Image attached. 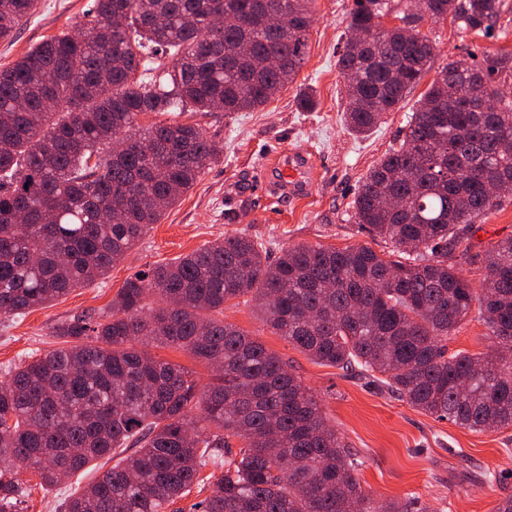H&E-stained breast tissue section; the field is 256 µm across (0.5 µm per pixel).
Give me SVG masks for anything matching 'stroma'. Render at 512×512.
<instances>
[{
    "label": "stroma",
    "instance_id": "obj_1",
    "mask_svg": "<svg viewBox=\"0 0 512 512\" xmlns=\"http://www.w3.org/2000/svg\"><path fill=\"white\" fill-rule=\"evenodd\" d=\"M491 36L458 29L451 20L425 21L422 30L436 45L431 72L385 113L368 133L351 132L344 120L346 99L337 60L347 36L350 0H315L316 20L309 32L307 56L293 84L266 105L249 112H187L182 122L204 128L224 146L194 187L153 225L148 234L108 274L73 289L58 301L0 322V380L6 368L33 353L61 346L55 325L78 314L108 311L123 282L152 265L167 263L232 234L262 242L269 256L295 245L342 249L366 246L379 256L389 248L358 224L353 202L363 177L397 148L407 116L417 106L436 72L467 53L477 58L512 52V0ZM92 0H39L35 14L13 39L0 41V68L13 64L43 38L85 22ZM309 91L313 109H301L298 96ZM305 150L317 178L304 199L293 201L259 191L271 157ZM512 236V193L501 206L478 220L472 250L483 253ZM224 319L246 331L287 362L318 400L331 425L359 452V473L366 492L387 501L409 497L432 512H495L512 496V427L473 433L410 406L371 380L312 360L273 332L248 305L226 306ZM497 343L478 309H471L448 338L449 352L487 355ZM498 475L484 482V471ZM96 474L88 468L52 487L31 484L21 512H59L61 502Z\"/></svg>",
    "mask_w": 512,
    "mask_h": 512
}]
</instances>
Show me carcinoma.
Returning a JSON list of instances; mask_svg holds the SVG:
<instances>
[{
    "label": "carcinoma",
    "instance_id": "1",
    "mask_svg": "<svg viewBox=\"0 0 512 512\" xmlns=\"http://www.w3.org/2000/svg\"><path fill=\"white\" fill-rule=\"evenodd\" d=\"M92 0L76 33L50 36L0 69V319L23 315L107 274L163 218L224 147L178 115L243 112L293 82L314 0ZM352 0L338 69L345 121L364 134L430 69L420 26L451 19L489 36L504 0ZM38 0H0L10 40ZM512 53L448 63L411 113L400 147L364 178L357 222L401 259L372 249L294 246L271 263L264 245L227 235L128 277L109 312L76 315L67 345L0 381V512H17L26 472L56 485L114 459L63 512H165L197 482L200 512H430L412 498L364 492L362 457L317 399L264 345L218 315L244 297L313 360L356 370L412 407L471 432L512 427V236L483 254L474 288L468 233L512 183V101L494 85ZM158 72L147 83L140 67ZM172 119L142 125L144 114ZM478 305L500 353H448ZM152 343L204 361L201 388ZM240 443L232 452V441Z\"/></svg>",
    "mask_w": 512,
    "mask_h": 512
}]
</instances>
